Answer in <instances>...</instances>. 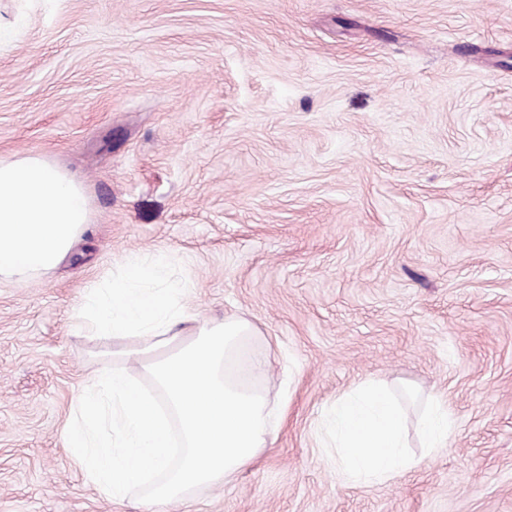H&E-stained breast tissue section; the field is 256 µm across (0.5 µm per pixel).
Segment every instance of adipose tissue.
Here are the masks:
<instances>
[{"label": "adipose tissue", "instance_id": "1", "mask_svg": "<svg viewBox=\"0 0 512 512\" xmlns=\"http://www.w3.org/2000/svg\"><path fill=\"white\" fill-rule=\"evenodd\" d=\"M89 222L82 185L33 155L0 158V279L42 277L69 253ZM328 432L346 481L384 482L406 465L404 417L366 381L336 402Z\"/></svg>", "mask_w": 512, "mask_h": 512}]
</instances>
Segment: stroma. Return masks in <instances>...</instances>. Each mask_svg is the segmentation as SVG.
Returning a JSON list of instances; mask_svg holds the SVG:
<instances>
[{
  "label": "stroma",
  "mask_w": 512,
  "mask_h": 512,
  "mask_svg": "<svg viewBox=\"0 0 512 512\" xmlns=\"http://www.w3.org/2000/svg\"><path fill=\"white\" fill-rule=\"evenodd\" d=\"M16 154L82 182L90 222L0 281V512H512V0H0ZM132 252L269 357L273 443L182 504L107 500L63 439L114 350L74 327L83 286ZM367 379L411 464L347 484L323 419ZM422 432L425 439V448L447 447L450 419L445 405L437 403L431 408L423 423Z\"/></svg>",
  "instance_id": "stroma-1"
}]
</instances>
